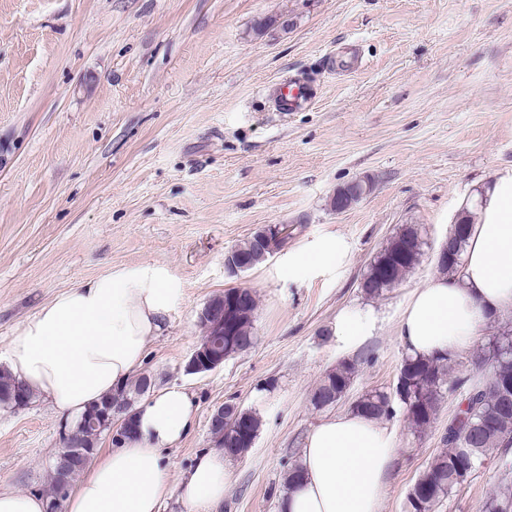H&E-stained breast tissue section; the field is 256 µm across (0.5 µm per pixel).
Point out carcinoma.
Listing matches in <instances>:
<instances>
[{
    "instance_id": "1",
    "label": "carcinoma",
    "mask_w": 512,
    "mask_h": 512,
    "mask_svg": "<svg viewBox=\"0 0 512 512\" xmlns=\"http://www.w3.org/2000/svg\"><path fill=\"white\" fill-rule=\"evenodd\" d=\"M367 186L358 182L345 185L334 193L331 207L340 212L357 203L366 193ZM422 237L413 225L403 227L389 242L377 252L370 262L361 281V288L369 295H379L383 291L401 284L414 269L422 251ZM234 252L251 257L253 265L264 262L255 246V237H250L234 247ZM257 301L240 312L241 319L231 335L224 329L216 328V321L202 324L203 336L211 341L214 350L228 358L249 349L254 343V321ZM512 334L504 332L489 339L485 347L474 356L476 368L495 364L502 371L512 374ZM454 356L445 353L437 357H417L405 355L400 374L402 390L399 401L405 409L406 421L415 434H423L436 420L441 401L449 390ZM356 374L355 365L342 361L324 376L313 395L317 408H326L338 403L349 390ZM457 386L465 388L464 399L467 407H458L453 420L459 421V431L465 435V442L450 441L441 437L443 449L432 459L426 469L419 474L408 495L411 512H435L436 507L455 488L467 482L481 460L495 451H507L512 445V398H499L494 393L485 394L477 400L472 393L480 389L484 381L475 378H458ZM151 387L150 380L139 377L112 391L100 401L112 409L126 414L133 410L135 399L144 395ZM22 390L26 402H31L34 392L15 379L7 370L0 368V405L17 407L15 394ZM354 411L366 416L381 419L392 413V396L385 391H374L362 396L354 404ZM245 418L256 435L260 421L251 411L234 408L224 413V442L231 441L236 434L239 419ZM107 428L88 427L85 419H80L70 427L64 436L74 448L84 449L66 477V483L74 481L88 464L93 452ZM485 512H512V477L509 472L498 481L484 505Z\"/></svg>"
}]
</instances>
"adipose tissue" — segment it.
<instances>
[{"instance_id": "ef3b65f1", "label": "adipose tissue", "mask_w": 512, "mask_h": 512, "mask_svg": "<svg viewBox=\"0 0 512 512\" xmlns=\"http://www.w3.org/2000/svg\"><path fill=\"white\" fill-rule=\"evenodd\" d=\"M462 261L414 289L396 334L414 356L469 347L481 329L512 315V169L497 172L470 205ZM181 288L157 263L108 272L56 295L10 340L7 370L75 424L125 384L164 328ZM137 435L104 454L69 496L66 512H160L177 497L186 512H218L231 481L220 450L200 453L180 476L168 456L190 432L196 403L178 385L136 405ZM397 455L393 431L354 412L329 415L301 450L303 484L281 512H380Z\"/></svg>"}]
</instances>
